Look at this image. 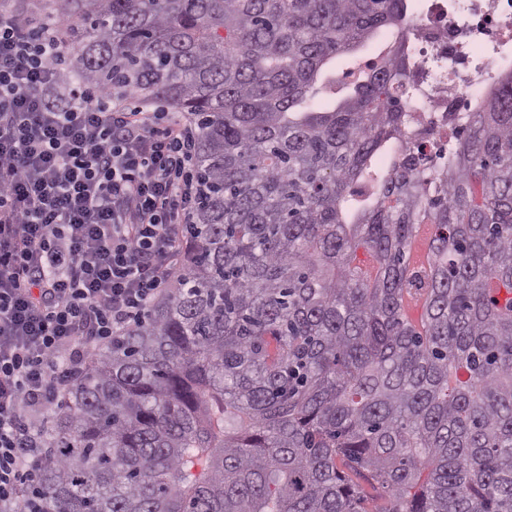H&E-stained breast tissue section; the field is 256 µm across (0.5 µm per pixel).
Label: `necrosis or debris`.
Here are the masks:
<instances>
[{
    "instance_id": "necrosis-or-debris-1",
    "label": "necrosis or debris",
    "mask_w": 512,
    "mask_h": 512,
    "mask_svg": "<svg viewBox=\"0 0 512 512\" xmlns=\"http://www.w3.org/2000/svg\"><path fill=\"white\" fill-rule=\"evenodd\" d=\"M401 43L414 90L412 109L425 121V154L448 151L462 112L483 110L512 80V0H409Z\"/></svg>"
}]
</instances>
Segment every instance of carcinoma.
Wrapping results in <instances>:
<instances>
[{
  "instance_id": "carcinoma-1",
  "label": "carcinoma",
  "mask_w": 512,
  "mask_h": 512,
  "mask_svg": "<svg viewBox=\"0 0 512 512\" xmlns=\"http://www.w3.org/2000/svg\"><path fill=\"white\" fill-rule=\"evenodd\" d=\"M406 10L48 5L72 79L196 123L199 197L177 284L67 390L27 512H512V85L441 166L399 51L316 101Z\"/></svg>"
}]
</instances>
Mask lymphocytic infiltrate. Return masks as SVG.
Returning a JSON list of instances; mask_svg holds the SVG:
<instances>
[{
	"label": "lymphocytic infiltrate",
	"mask_w": 512,
	"mask_h": 512,
	"mask_svg": "<svg viewBox=\"0 0 512 512\" xmlns=\"http://www.w3.org/2000/svg\"><path fill=\"white\" fill-rule=\"evenodd\" d=\"M58 30L0 0V512H25L59 390L178 279L198 195L185 116L88 92Z\"/></svg>",
	"instance_id": "lymphocytic-infiltrate-1"
}]
</instances>
